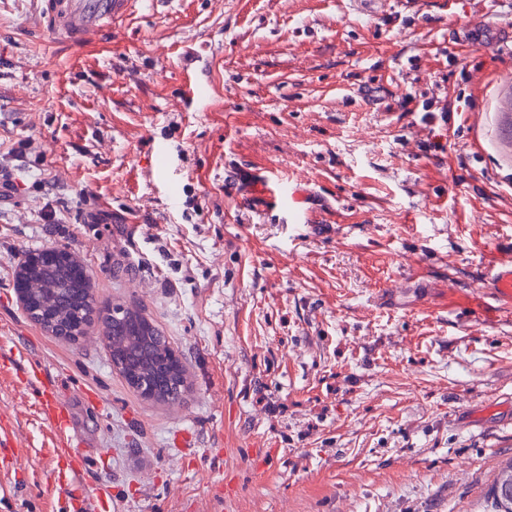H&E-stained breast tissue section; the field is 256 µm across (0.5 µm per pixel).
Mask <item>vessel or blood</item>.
I'll use <instances>...</instances> for the list:
<instances>
[{"instance_id": "1", "label": "vessel or blood", "mask_w": 512, "mask_h": 512, "mask_svg": "<svg viewBox=\"0 0 512 512\" xmlns=\"http://www.w3.org/2000/svg\"><path fill=\"white\" fill-rule=\"evenodd\" d=\"M133 5V0H44L42 27L51 37L79 48L110 33L113 22L126 18ZM471 293L476 315L500 318L512 314V242L504 247L498 264L477 282ZM22 376L39 394L41 412L56 436L59 457L72 474H81L85 461L73 451L69 410L57 399L55 386L35 363Z\"/></svg>"}]
</instances>
